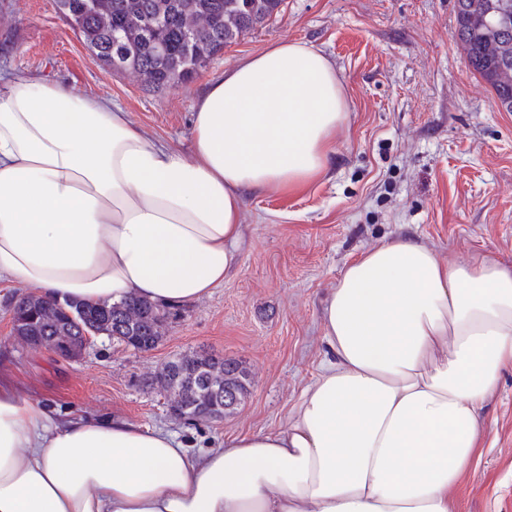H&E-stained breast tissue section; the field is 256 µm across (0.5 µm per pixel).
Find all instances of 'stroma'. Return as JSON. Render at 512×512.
Masks as SVG:
<instances>
[{
    "instance_id": "35a3bbf8",
    "label": "stroma",
    "mask_w": 512,
    "mask_h": 512,
    "mask_svg": "<svg viewBox=\"0 0 512 512\" xmlns=\"http://www.w3.org/2000/svg\"><path fill=\"white\" fill-rule=\"evenodd\" d=\"M454 0H284L266 24L187 82L149 91L106 73L53 0H0V71H26L112 101L154 137L193 156L192 106L210 81L276 41L336 66L348 111L325 172L304 188L244 195L238 262L222 286L172 308L162 341L139 352L92 337L82 359L12 338L23 286L0 285V375L61 419H123L177 436L191 452L275 432L315 377L320 308L346 265L383 241L418 237L447 260L485 254L512 268V112L454 35ZM246 362L251 395L232 416H171L152 385L176 355ZM482 453L452 492L458 512H512V368L484 410Z\"/></svg>"
}]
</instances>
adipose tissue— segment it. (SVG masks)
<instances>
[{"instance_id":"obj_1","label":"adipose tissue","mask_w":512,"mask_h":512,"mask_svg":"<svg viewBox=\"0 0 512 512\" xmlns=\"http://www.w3.org/2000/svg\"><path fill=\"white\" fill-rule=\"evenodd\" d=\"M347 101L333 62L277 41L213 80L185 159L110 100L0 80V282L62 304L200 299L237 263L245 192L321 174ZM328 356L274 434L200 455L126 420H53L0 378V512H457L512 367V269L408 236L351 262Z\"/></svg>"}]
</instances>
